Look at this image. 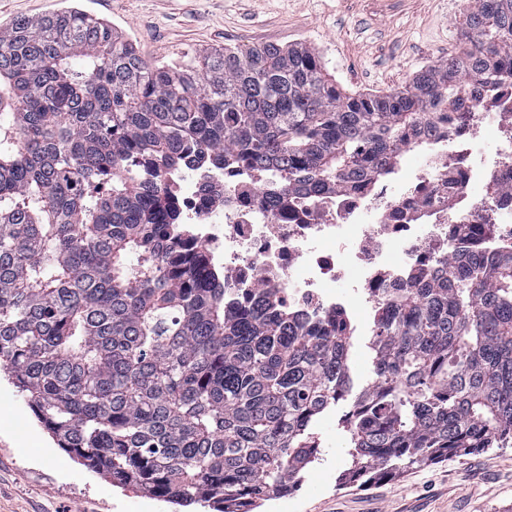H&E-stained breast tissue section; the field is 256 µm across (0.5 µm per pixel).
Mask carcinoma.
<instances>
[{
  "label": "carcinoma",
  "instance_id": "carcinoma-1",
  "mask_svg": "<svg viewBox=\"0 0 512 512\" xmlns=\"http://www.w3.org/2000/svg\"><path fill=\"white\" fill-rule=\"evenodd\" d=\"M464 26L467 50L382 94L344 91L302 47L150 63L76 7L0 29V371L60 448L214 512H257L319 460L315 421L354 388L348 324L225 304L177 175L247 167L312 203L388 171L470 80L512 87V0H470ZM378 328L346 479L512 444V250L458 248Z\"/></svg>",
  "mask_w": 512,
  "mask_h": 512
}]
</instances>
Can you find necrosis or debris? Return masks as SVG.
I'll return each mask as SVG.
<instances>
[{
    "mask_svg": "<svg viewBox=\"0 0 512 512\" xmlns=\"http://www.w3.org/2000/svg\"><path fill=\"white\" fill-rule=\"evenodd\" d=\"M178 181L182 220L223 270L230 303L269 295L309 327L338 312L369 338L386 300L459 242L512 246V88L474 93L451 130L414 132L390 173L311 204L293 195L265 209L263 180L239 167Z\"/></svg>",
    "mask_w": 512,
    "mask_h": 512,
    "instance_id": "4bbe7bcc",
    "label": "necrosis or debris"
}]
</instances>
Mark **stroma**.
Listing matches in <instances>:
<instances>
[{
	"instance_id": "35a3bbf8",
	"label": "stroma",
	"mask_w": 512,
	"mask_h": 512,
	"mask_svg": "<svg viewBox=\"0 0 512 512\" xmlns=\"http://www.w3.org/2000/svg\"><path fill=\"white\" fill-rule=\"evenodd\" d=\"M109 21L151 62L215 47L278 45L315 50L347 92L408 86L420 70L467 46L469 0H0V27L67 4ZM342 402L314 431L321 460L303 488L263 512H512V448H491L361 486L349 466ZM0 512H175L172 504L117 488L71 460L0 375Z\"/></svg>"
}]
</instances>
